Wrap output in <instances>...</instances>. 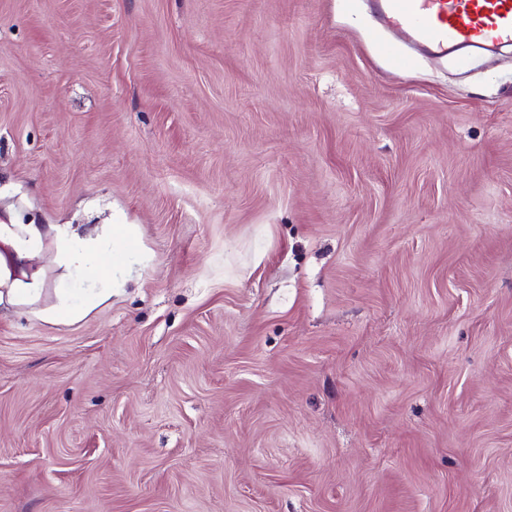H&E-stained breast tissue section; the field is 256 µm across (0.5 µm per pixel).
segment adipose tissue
Segmentation results:
<instances>
[{
	"mask_svg": "<svg viewBox=\"0 0 512 512\" xmlns=\"http://www.w3.org/2000/svg\"><path fill=\"white\" fill-rule=\"evenodd\" d=\"M47 235L52 237L60 265L67 271L74 269L97 276L98 259L112 251V235L108 232L81 235L68 224H1L0 243L7 245L9 251L0 252V304L14 305L40 295L38 277H14L12 268L31 257Z\"/></svg>",
	"mask_w": 512,
	"mask_h": 512,
	"instance_id": "1",
	"label": "adipose tissue"
}]
</instances>
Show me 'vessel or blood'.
<instances>
[{
    "label": "vessel or blood",
    "instance_id": "1",
    "mask_svg": "<svg viewBox=\"0 0 512 512\" xmlns=\"http://www.w3.org/2000/svg\"><path fill=\"white\" fill-rule=\"evenodd\" d=\"M381 19L421 50L447 56L452 45L512 44V0H376Z\"/></svg>",
    "mask_w": 512,
    "mask_h": 512
}]
</instances>
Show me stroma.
Wrapping results in <instances>:
<instances>
[{
	"label": "stroma",
	"instance_id": "35a3bbf8",
	"mask_svg": "<svg viewBox=\"0 0 512 512\" xmlns=\"http://www.w3.org/2000/svg\"><path fill=\"white\" fill-rule=\"evenodd\" d=\"M369 0H0V224H129L0 307V512H512V46Z\"/></svg>",
	"mask_w": 512,
	"mask_h": 512
}]
</instances>
